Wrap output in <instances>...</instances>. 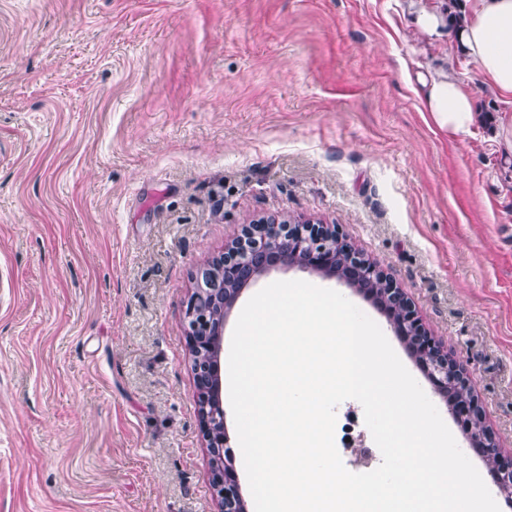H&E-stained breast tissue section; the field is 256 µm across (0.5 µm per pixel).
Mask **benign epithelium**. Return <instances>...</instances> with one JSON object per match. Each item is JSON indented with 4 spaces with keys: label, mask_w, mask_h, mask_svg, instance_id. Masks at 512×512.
I'll list each match as a JSON object with an SVG mask.
<instances>
[{
    "label": "benign epithelium",
    "mask_w": 512,
    "mask_h": 512,
    "mask_svg": "<svg viewBox=\"0 0 512 512\" xmlns=\"http://www.w3.org/2000/svg\"><path fill=\"white\" fill-rule=\"evenodd\" d=\"M342 249V280L372 297L391 329L407 345L435 392L448 399L449 388H470L465 367L448 355L432 336L407 293L375 260L365 257L339 231L337 224H281L266 220L248 224L224 245L216 268L202 270L193 280L185 310L186 345L191 356L193 394L200 410V429L210 454L214 495L219 512H247L234 468L232 446L224 427L223 330L241 288L256 277L279 268L297 266L327 278L336 277V249ZM450 400V399H448ZM449 411L459 430L484 460L505 500L512 502V449L499 444L491 429L479 440L476 428L486 424L474 395L450 400Z\"/></svg>",
    "instance_id": "obj_1"
}]
</instances>
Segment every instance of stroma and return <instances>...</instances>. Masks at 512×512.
<instances>
[{"label":"stroma","mask_w":512,"mask_h":512,"mask_svg":"<svg viewBox=\"0 0 512 512\" xmlns=\"http://www.w3.org/2000/svg\"><path fill=\"white\" fill-rule=\"evenodd\" d=\"M408 0H0V512H217L192 278L244 224H340L463 363L512 448V155L439 130L418 74L497 92ZM371 300L279 269L278 280Z\"/></svg>","instance_id":"obj_1"}]
</instances>
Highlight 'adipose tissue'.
<instances>
[{"instance_id": "obj_1", "label": "adipose tissue", "mask_w": 512, "mask_h": 512, "mask_svg": "<svg viewBox=\"0 0 512 512\" xmlns=\"http://www.w3.org/2000/svg\"><path fill=\"white\" fill-rule=\"evenodd\" d=\"M415 25L429 34L447 29L449 38L472 57L495 89L512 95V0H476L472 13L460 21L422 10ZM423 87L425 109L433 122L450 134H469L478 113L459 81L441 72L424 81Z\"/></svg>"}]
</instances>
